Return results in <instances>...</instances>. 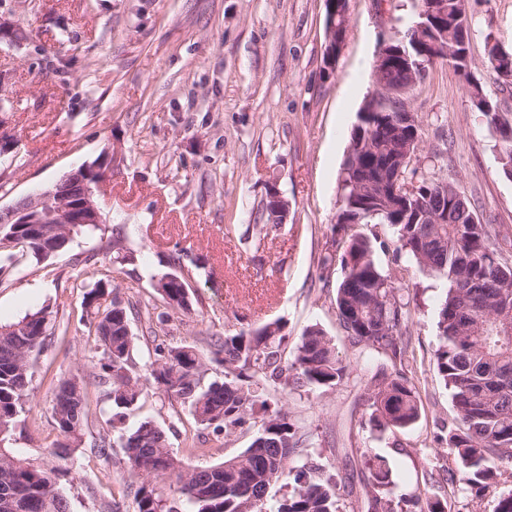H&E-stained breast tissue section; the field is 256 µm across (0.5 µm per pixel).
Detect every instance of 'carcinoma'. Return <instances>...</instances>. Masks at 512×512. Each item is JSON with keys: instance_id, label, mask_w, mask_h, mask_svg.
<instances>
[{"instance_id": "1", "label": "carcinoma", "mask_w": 512, "mask_h": 512, "mask_svg": "<svg viewBox=\"0 0 512 512\" xmlns=\"http://www.w3.org/2000/svg\"><path fill=\"white\" fill-rule=\"evenodd\" d=\"M467 0H418L427 15L425 34L447 58L449 41L470 38ZM388 62L373 66L378 96L363 102L360 124L351 135L340 192L344 205L332 232L336 250L320 258L323 267L340 263L336 288L339 320L362 352L384 354L378 383L367 399L369 420L379 431L406 430L421 417V406L405 367L402 338L407 327L406 303L391 277L377 264L373 242L361 224H386L396 234L395 250L405 253L422 272L448 284L437 315L438 374L450 390L456 426L445 438L455 467L448 481L463 490L480 489L498 475L499 465L512 463V266L502 258L499 232L478 218L476 209L453 180H413L416 151L404 152L408 140L421 135L417 115H409L413 93L425 79L420 51L412 40L386 46ZM483 65L505 86L512 84V50L485 57ZM501 145L504 173L512 174V113L492 106L484 113ZM367 174V185L355 182ZM96 224H1L0 248L21 246L34 258L46 259L67 249L71 234ZM192 270L180 256L172 271L154 285L167 309L188 314L193 308ZM88 335L95 337L93 372L60 381L52 399L56 435L46 442L52 460L36 464L5 446L18 425L29 396L33 360L55 335L52 312L43 307L11 323H0V512H69L64 483L71 478L68 462L81 447L88 422V385H107V429L98 453L108 455L117 443L129 471L143 477L134 491L135 512H340L341 486L336 475L314 461L305 439L284 408L270 409L263 399L267 384L279 393L299 386L337 387L347 376L335 345L317 327L307 329L293 350L289 366L280 365L288 343L282 327L265 325L249 333L217 336L212 357L205 359L189 343L165 340L149 355L150 377L136 373V339L132 321L147 319L148 333L157 335L148 307L119 295L112 276L100 279L83 295ZM224 366V379L205 381L208 363ZM173 394L195 425L220 436L243 426L255 409L263 412L257 436L238 455L204 468H187L169 448L166 435L145 418L124 428L133 409L151 387ZM368 476L364 483L370 508L396 512L403 502L416 512H445L428 491L393 495L394 481L386 458L363 454ZM285 492L268 498L272 485Z\"/></svg>"}]
</instances>
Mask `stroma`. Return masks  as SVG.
Wrapping results in <instances>:
<instances>
[{
	"label": "stroma",
	"instance_id": "1",
	"mask_svg": "<svg viewBox=\"0 0 512 512\" xmlns=\"http://www.w3.org/2000/svg\"><path fill=\"white\" fill-rule=\"evenodd\" d=\"M350 0V22L336 69L323 71L324 0H0V16L22 41L0 40V91L14 109L0 112V208L41 192L64 175L112 153V176L98 196L105 222L73 236L68 249L38 261L20 257L0 285V321L49 307L56 332L37 356L32 389L10 447L49 461L58 379L88 369L95 339L81 321L82 289L71 278L75 255L96 253L87 284L111 273L121 296L160 303L156 280L182 254L196 263L194 311L170 325L171 342L207 349L215 336L279 323L296 345L309 326L330 336L348 376L335 388L298 387L281 403L308 437L314 459L338 483L354 484L344 512H367L360 484L363 452L385 456L400 492L412 493L443 451L454 410L436 371L437 313L445 284L415 268L389 244L384 224H365L382 240L375 258L408 304L406 357L421 417L409 430H372L367 396L374 383L336 310L340 266L319 258L332 245L339 183L363 100L375 90L373 62L384 37L412 18L409 0ZM473 31L469 73L438 61L411 99L422 128L418 156L427 175L455 180L484 223L512 239V177L500 143L471 103L477 80L504 111L502 89L484 66L486 35L512 48V0H468ZM288 202L284 224L259 227L268 192ZM120 239L132 261L114 269L106 245ZM284 351L283 362L292 353ZM174 396L152 389L125 424L145 417L164 430L185 466L204 467L239 454L258 426L189 444ZM106 429L92 413L71 467L70 512H134L139 477L122 448L94 450ZM430 494L448 512H493L512 492V466L471 492L442 480Z\"/></svg>",
	"mask_w": 512,
	"mask_h": 512
}]
</instances>
